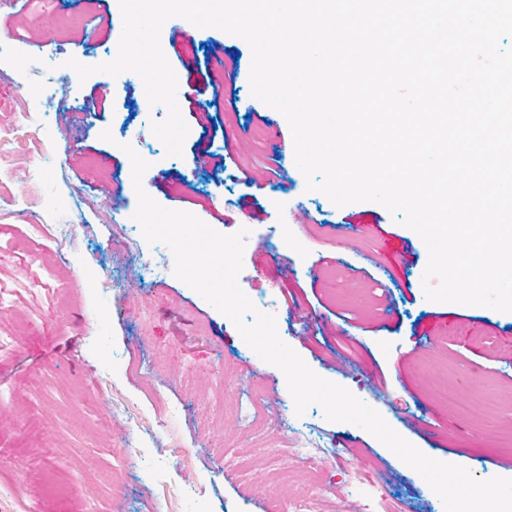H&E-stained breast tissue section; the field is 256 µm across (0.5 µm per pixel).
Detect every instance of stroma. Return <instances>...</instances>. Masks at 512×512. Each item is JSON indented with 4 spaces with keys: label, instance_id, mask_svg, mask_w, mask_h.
Listing matches in <instances>:
<instances>
[{
    "label": "stroma",
    "instance_id": "1",
    "mask_svg": "<svg viewBox=\"0 0 512 512\" xmlns=\"http://www.w3.org/2000/svg\"><path fill=\"white\" fill-rule=\"evenodd\" d=\"M188 31L195 45L161 31L170 65L189 64L203 100L207 77L231 78L235 105L188 117L175 157L151 131L167 110L149 104L140 77L82 80L67 67L71 58L101 63L114 43L94 28L86 0L0 15V36L19 46L0 61V493L10 512H275L280 495L305 492L317 512H347L349 491L364 512H444L423 477L368 431L329 421L317 404L291 413L283 372L175 276L166 245L144 239L129 147L149 162V194L162 207L225 235L248 229L238 284L249 299L274 298L280 338L314 373L425 455L480 480L512 478V313L427 300L421 237L378 203L338 207L307 191L279 144L292 136L287 120L251 93L248 43L216 28ZM42 75L68 81L66 103L48 122L13 130L17 113L38 112L30 87ZM90 94L104 115L83 112ZM70 134L79 151H66ZM198 141L230 150L223 170L195 166ZM244 171L253 185L239 183ZM104 185L125 201L107 220ZM296 209L311 223H291ZM66 223L74 238L65 246L29 238L31 225ZM277 224L287 232L273 244ZM346 224L368 227L349 253L336 243ZM253 382L260 394L245 436L237 406ZM409 415L426 430L406 429ZM295 435L314 443L322 481L311 487L293 473L275 489L270 449ZM219 442L246 449L250 477L226 475L211 451Z\"/></svg>",
    "mask_w": 512,
    "mask_h": 512
}]
</instances>
